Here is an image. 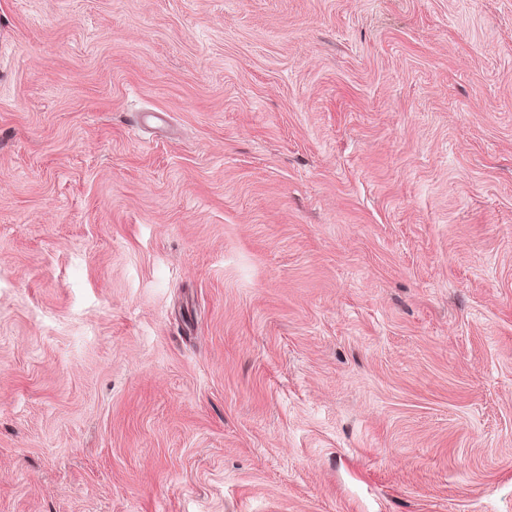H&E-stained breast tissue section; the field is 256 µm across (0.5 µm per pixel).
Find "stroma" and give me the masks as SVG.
I'll use <instances>...</instances> for the list:
<instances>
[{"mask_svg":"<svg viewBox=\"0 0 512 512\" xmlns=\"http://www.w3.org/2000/svg\"><path fill=\"white\" fill-rule=\"evenodd\" d=\"M0 512H512V0H0Z\"/></svg>","mask_w":512,"mask_h":512,"instance_id":"35a3bbf8","label":"stroma"}]
</instances>
